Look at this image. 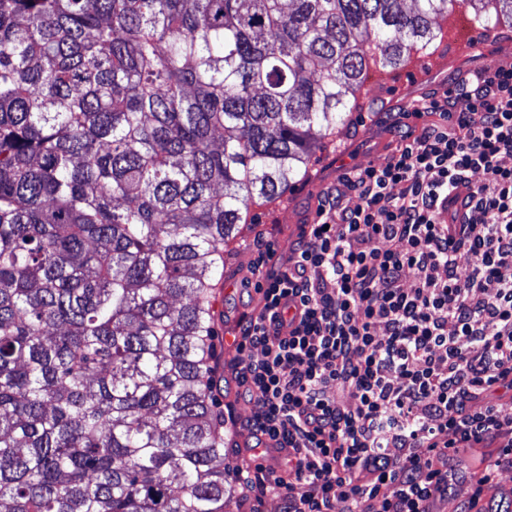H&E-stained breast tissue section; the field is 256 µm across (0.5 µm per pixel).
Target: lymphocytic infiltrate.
Returning a JSON list of instances; mask_svg holds the SVG:
<instances>
[{"instance_id": "lymphocytic-infiltrate-1", "label": "lymphocytic infiltrate", "mask_w": 512, "mask_h": 512, "mask_svg": "<svg viewBox=\"0 0 512 512\" xmlns=\"http://www.w3.org/2000/svg\"><path fill=\"white\" fill-rule=\"evenodd\" d=\"M420 109L436 122H397L386 160L344 167L242 283L260 302L234 373L261 462L236 480L283 512H438L460 489L473 510L512 474V65Z\"/></svg>"}]
</instances>
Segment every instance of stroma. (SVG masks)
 Segmentation results:
<instances>
[{"instance_id": "stroma-1", "label": "stroma", "mask_w": 512, "mask_h": 512, "mask_svg": "<svg viewBox=\"0 0 512 512\" xmlns=\"http://www.w3.org/2000/svg\"><path fill=\"white\" fill-rule=\"evenodd\" d=\"M498 30L500 39L485 44L479 43V29L475 26L462 37L443 35V53L436 64H427L415 55L406 66L367 82L346 123L311 156L308 176L297 177L282 198L252 209L250 225L224 252V285L214 301L221 362L236 357L230 328L234 317L249 303L248 295L237 288L236 281L247 275L256 258L251 247L255 232H264L275 249H286L295 239L298 225L313 222L316 196L320 189L335 184L341 166L356 160L379 164L395 149L397 142L388 128L399 112L408 109L413 101L464 80L483 63H512V24L500 23Z\"/></svg>"}]
</instances>
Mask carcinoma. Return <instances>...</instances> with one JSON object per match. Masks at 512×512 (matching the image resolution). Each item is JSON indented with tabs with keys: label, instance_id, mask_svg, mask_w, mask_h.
Masks as SVG:
<instances>
[{
	"label": "carcinoma",
	"instance_id": "obj_1",
	"mask_svg": "<svg viewBox=\"0 0 512 512\" xmlns=\"http://www.w3.org/2000/svg\"><path fill=\"white\" fill-rule=\"evenodd\" d=\"M0 0V512H228L213 299L370 73L512 0Z\"/></svg>",
	"mask_w": 512,
	"mask_h": 512
}]
</instances>
